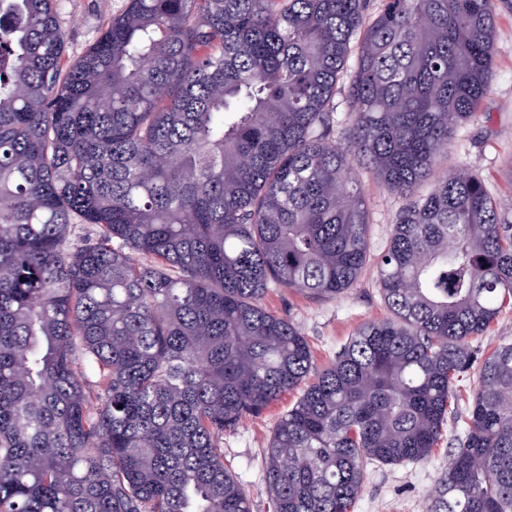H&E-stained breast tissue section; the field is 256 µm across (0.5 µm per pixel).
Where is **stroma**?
I'll return each instance as SVG.
<instances>
[{
  "mask_svg": "<svg viewBox=\"0 0 512 512\" xmlns=\"http://www.w3.org/2000/svg\"><path fill=\"white\" fill-rule=\"evenodd\" d=\"M64 37V59L81 57L101 36L122 0H55ZM496 55L487 95L462 123L441 171L464 166L478 173L502 211L512 213V0H495ZM371 226L367 262L359 280L342 294L316 298L279 284L264 297L273 313L291 318L306 336L313 368L321 370L363 323L390 318L378 285V260L385 251L402 199L371 175L363 177ZM284 393L263 413L242 420L224 434V464L248 492L252 512H271L262 461L276 424L299 398ZM462 420L447 426L425 460L406 465L374 463L366 469L363 491L353 512H426L428 496L459 445Z\"/></svg>",
  "mask_w": 512,
  "mask_h": 512,
  "instance_id": "35a3bbf8",
  "label": "stroma"
}]
</instances>
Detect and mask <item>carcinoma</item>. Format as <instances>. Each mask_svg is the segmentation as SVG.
I'll return each mask as SVG.
<instances>
[{"label":"carcinoma","instance_id":"1","mask_svg":"<svg viewBox=\"0 0 512 512\" xmlns=\"http://www.w3.org/2000/svg\"><path fill=\"white\" fill-rule=\"evenodd\" d=\"M494 2L124 0L66 63L54 0H0V512H251L224 431L302 384L273 512H351L368 463L431 455L474 368L429 512H512V343L472 344L512 300V219L436 175L488 92ZM356 161L403 200L391 318L309 383L263 297L357 282Z\"/></svg>","mask_w":512,"mask_h":512}]
</instances>
